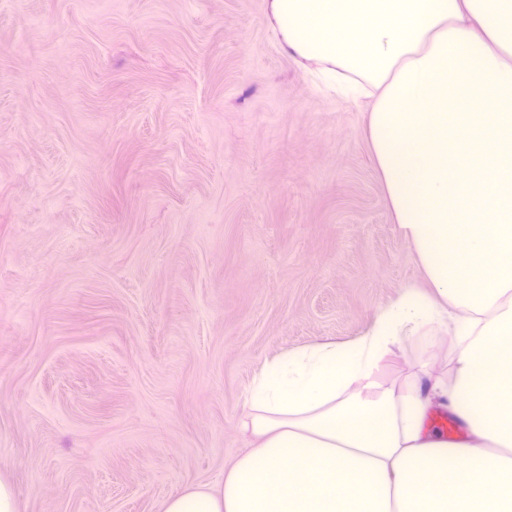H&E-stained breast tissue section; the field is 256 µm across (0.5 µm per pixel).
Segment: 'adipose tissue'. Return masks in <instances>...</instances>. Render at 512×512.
<instances>
[{"label":"adipose tissue","instance_id":"obj_1","mask_svg":"<svg viewBox=\"0 0 512 512\" xmlns=\"http://www.w3.org/2000/svg\"><path fill=\"white\" fill-rule=\"evenodd\" d=\"M279 46L367 102L370 158L423 284L356 340L267 360L223 481L162 512H512V0H266ZM406 336L446 372L379 373ZM452 413L469 440L426 424Z\"/></svg>","mask_w":512,"mask_h":512}]
</instances>
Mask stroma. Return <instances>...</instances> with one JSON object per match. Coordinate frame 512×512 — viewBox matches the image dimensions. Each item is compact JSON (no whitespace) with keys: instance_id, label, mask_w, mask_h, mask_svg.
I'll return each mask as SVG.
<instances>
[{"instance_id":"35a3bbf8","label":"stroma","mask_w":512,"mask_h":512,"mask_svg":"<svg viewBox=\"0 0 512 512\" xmlns=\"http://www.w3.org/2000/svg\"><path fill=\"white\" fill-rule=\"evenodd\" d=\"M422 272L363 112L265 0H0V472L20 512L223 480L262 364L360 337ZM405 337L381 365L441 372Z\"/></svg>"}]
</instances>
